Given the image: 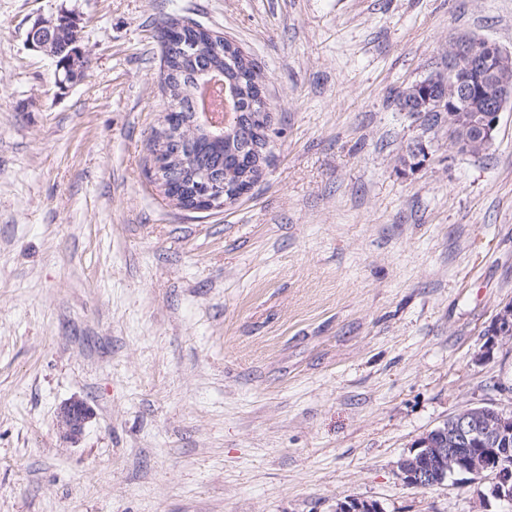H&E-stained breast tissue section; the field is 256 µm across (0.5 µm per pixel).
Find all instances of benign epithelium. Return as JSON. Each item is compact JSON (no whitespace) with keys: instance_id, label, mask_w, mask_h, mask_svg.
<instances>
[{"instance_id":"obj_1","label":"benign epithelium","mask_w":512,"mask_h":512,"mask_svg":"<svg viewBox=\"0 0 512 512\" xmlns=\"http://www.w3.org/2000/svg\"><path fill=\"white\" fill-rule=\"evenodd\" d=\"M78 38L77 27L65 28L59 19L36 18L27 31L28 46L55 59L61 53L66 34ZM85 52L71 59L67 73H55L61 87L72 85L84 72ZM512 71V51L485 39L460 35L454 39L441 69L427 80L408 86L405 97L398 102L402 112H420L426 104L415 108L412 100L419 97L420 88L435 84L447 90L445 97L432 102L438 111V122L448 124V144L460 154L471 144L492 147L499 115L512 104V82L501 75ZM254 131L266 137V145L253 146L256 178H261L269 151L275 140L274 116L270 112L253 114ZM167 159L162 152L152 153V177L164 195L179 207L196 212L221 209L246 194L251 186L239 188L226 180L204 179L190 190L181 192L162 177ZM487 345L477 361L493 356L497 340L512 338V302L500 306L491 325L485 331ZM92 412L80 399L65 403L59 411L58 423L67 438L76 440L82 434ZM471 444L485 445L487 453L465 456L460 449ZM397 468L404 484L413 488H429L448 481V475L464 474L484 485L479 506L488 510L491 502L512 506V409L489 406L462 409L420 437L409 454L403 456ZM335 512H382L376 501L345 496L336 501Z\"/></svg>"}]
</instances>
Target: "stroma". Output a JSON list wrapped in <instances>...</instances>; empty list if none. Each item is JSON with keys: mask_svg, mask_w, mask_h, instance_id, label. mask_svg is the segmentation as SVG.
Returning <instances> with one entry per match:
<instances>
[{"mask_svg": "<svg viewBox=\"0 0 512 512\" xmlns=\"http://www.w3.org/2000/svg\"><path fill=\"white\" fill-rule=\"evenodd\" d=\"M63 11L65 92L26 45ZM171 19L258 65L279 130L219 211L148 175ZM463 33L512 49V0H0V512H477L480 484L397 469L512 408V339L476 360L512 301V107L475 157L394 102ZM91 416L92 412L83 400L73 399L60 408L58 423L67 438L77 440Z\"/></svg>", "mask_w": 512, "mask_h": 512, "instance_id": "1", "label": "stroma"}]
</instances>
